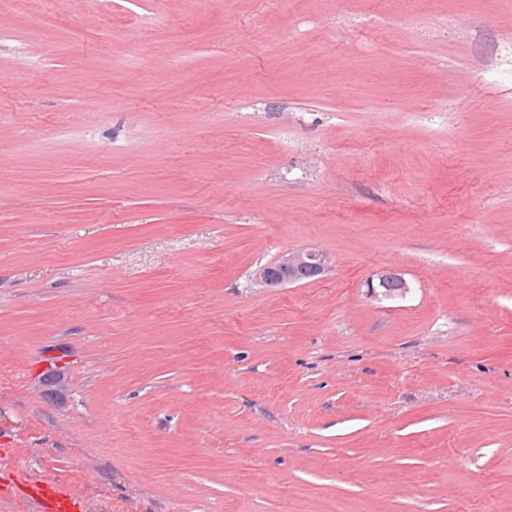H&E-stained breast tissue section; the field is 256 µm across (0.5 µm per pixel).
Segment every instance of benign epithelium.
Returning a JSON list of instances; mask_svg holds the SVG:
<instances>
[{"label": "benign epithelium", "instance_id": "1", "mask_svg": "<svg viewBox=\"0 0 512 512\" xmlns=\"http://www.w3.org/2000/svg\"><path fill=\"white\" fill-rule=\"evenodd\" d=\"M334 258L316 245L287 251L258 272V284L277 288L296 284L304 279L318 280L333 270ZM367 292L376 301L405 296L409 282L397 271L386 270L366 282Z\"/></svg>", "mask_w": 512, "mask_h": 512}]
</instances>
